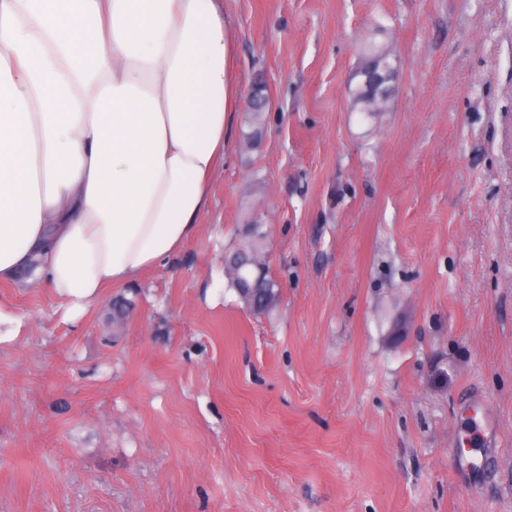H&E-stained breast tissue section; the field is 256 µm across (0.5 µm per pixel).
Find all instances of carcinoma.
Returning a JSON list of instances; mask_svg holds the SVG:
<instances>
[{
    "instance_id": "1",
    "label": "carcinoma",
    "mask_w": 512,
    "mask_h": 512,
    "mask_svg": "<svg viewBox=\"0 0 512 512\" xmlns=\"http://www.w3.org/2000/svg\"><path fill=\"white\" fill-rule=\"evenodd\" d=\"M366 52L368 59L379 63L377 70L383 76V81H388L391 72L397 67L398 58L373 44L367 46ZM352 96L359 111H379L380 104L371 96L367 82L358 85ZM265 123V103L262 96L258 95L255 105L245 112V129L241 133L243 143L250 148L257 146ZM267 252L268 240L263 230V222L254 217L243 225L237 248L224 262V272L228 276L230 287L234 288L250 312L259 315L271 312L278 305L281 295L279 283L271 275L269 264L265 262L260 267L254 264L255 258L265 256Z\"/></svg>"
}]
</instances>
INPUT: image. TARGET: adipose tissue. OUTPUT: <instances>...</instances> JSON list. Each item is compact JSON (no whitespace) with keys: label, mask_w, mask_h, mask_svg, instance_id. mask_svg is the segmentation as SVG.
I'll use <instances>...</instances> for the list:
<instances>
[{"label":"adipose tissue","mask_w":512,"mask_h":512,"mask_svg":"<svg viewBox=\"0 0 512 512\" xmlns=\"http://www.w3.org/2000/svg\"><path fill=\"white\" fill-rule=\"evenodd\" d=\"M244 103L223 0H0V284L82 312L165 266Z\"/></svg>","instance_id":"adipose-tissue-1"}]
</instances>
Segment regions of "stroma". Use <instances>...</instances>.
Masks as SVG:
<instances>
[{"instance_id":"1","label":"stroma","mask_w":512,"mask_h":512,"mask_svg":"<svg viewBox=\"0 0 512 512\" xmlns=\"http://www.w3.org/2000/svg\"><path fill=\"white\" fill-rule=\"evenodd\" d=\"M224 3L270 105L197 236L78 315L0 284V512H512V0ZM254 213L265 315L224 274ZM366 52L369 60H376L379 63L376 67L378 72L383 76V82L378 87L377 94L385 93V84L391 72L397 67L399 60L388 51L373 44L367 46Z\"/></svg>"}]
</instances>
